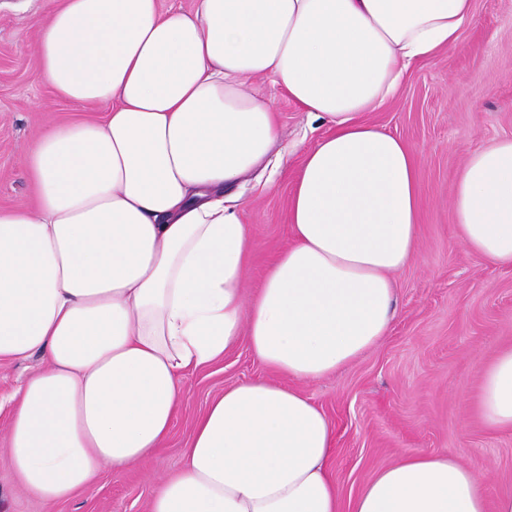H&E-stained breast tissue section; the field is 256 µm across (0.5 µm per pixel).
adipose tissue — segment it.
Wrapping results in <instances>:
<instances>
[{"mask_svg": "<svg viewBox=\"0 0 512 512\" xmlns=\"http://www.w3.org/2000/svg\"><path fill=\"white\" fill-rule=\"evenodd\" d=\"M474 0H57L38 78L102 120L48 128L25 164L35 207L0 209V361L42 355L14 392L8 465L65 501L155 453L184 377L240 342L283 375L225 388L149 512H512L476 472L417 452L342 503L335 429L299 388L387 335L395 273L417 255L410 148L365 121L409 67L455 44ZM271 81L330 131L304 152L292 242L246 295L250 232L225 185L280 137ZM461 244L512 266V137L471 150L453 187ZM479 411L512 429V348L481 371Z\"/></svg>", "mask_w": 512, "mask_h": 512, "instance_id": "obj_1", "label": "adipose tissue"}]
</instances>
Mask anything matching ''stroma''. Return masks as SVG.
I'll list each match as a JSON object with an SVG mask.
<instances>
[{
	"mask_svg": "<svg viewBox=\"0 0 512 512\" xmlns=\"http://www.w3.org/2000/svg\"><path fill=\"white\" fill-rule=\"evenodd\" d=\"M47 0H0V209L31 206L36 189L24 165L48 125L102 119L105 107L59 101L37 77ZM276 103L282 142L244 182L225 189L250 229L248 292H256L290 242L288 200L299 154L328 131L284 92ZM368 121L411 149L420 185L418 252L397 273L394 319L377 345L335 374L300 388L335 426L330 473L350 497L376 470L407 453L445 452L479 475L488 501L512 494V429L494 430L476 403L479 372L512 346V267L491 263L459 242L453 182L469 150L512 137V0H475L474 19L455 47L414 65L396 96ZM240 343L223 360L187 373L183 404L154 455L103 468L64 502L26 492L9 468L8 410L0 411V512H147L151 491L183 464L196 419L226 386L266 376Z\"/></svg>",
	"mask_w": 512,
	"mask_h": 512,
	"instance_id": "obj_1",
	"label": "stroma"
}]
</instances>
